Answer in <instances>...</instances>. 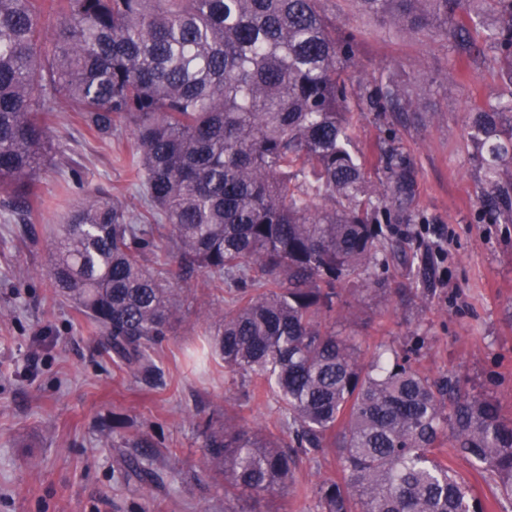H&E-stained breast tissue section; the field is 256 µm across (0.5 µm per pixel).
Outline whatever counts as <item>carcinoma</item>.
I'll list each match as a JSON object with an SVG mask.
<instances>
[{"instance_id": "carcinoma-1", "label": "carcinoma", "mask_w": 512, "mask_h": 512, "mask_svg": "<svg viewBox=\"0 0 512 512\" xmlns=\"http://www.w3.org/2000/svg\"><path fill=\"white\" fill-rule=\"evenodd\" d=\"M379 24L429 34L464 60L484 42L512 87V0H353ZM341 37L321 0H0V206L34 232L36 177L63 100L94 138L127 127L128 165L143 187L139 209L98 186L54 232V293L86 317L104 352L152 387L164 386L150 349L180 312L179 283L149 257L166 247L181 280L200 271L233 307L206 315L224 368L267 386L281 403L284 444L239 414L202 429L203 466L224 480V500L261 501L297 480L301 458L331 448L343 479L317 486L319 512H483L441 455L444 429L458 455L479 464L496 494L512 498V418L498 400L459 380L430 379L409 353L365 359L355 337L326 325L351 276L380 286L391 238L414 175L389 151L368 177L351 146ZM362 108L410 121V93L392 80L364 86ZM469 138L485 186L478 217L512 221V99L475 108ZM398 203L391 214L386 198ZM125 463L145 485L162 475L147 438Z\"/></svg>"}]
</instances>
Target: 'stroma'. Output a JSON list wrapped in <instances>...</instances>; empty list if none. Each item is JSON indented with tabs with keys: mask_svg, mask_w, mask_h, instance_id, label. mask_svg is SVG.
I'll return each instance as SVG.
<instances>
[{
	"mask_svg": "<svg viewBox=\"0 0 512 512\" xmlns=\"http://www.w3.org/2000/svg\"><path fill=\"white\" fill-rule=\"evenodd\" d=\"M322 8L340 33L358 36L348 68L352 86L392 79L409 89L420 111L409 126L390 112L360 110L352 124L357 150L374 158L395 148L414 171L413 221L398 231L428 268L421 282L389 260L379 273L386 290L377 294L346 281L330 323L355 337L367 357L382 346H416L415 368L496 396L511 417L512 223L477 218L483 173L468 122L472 108L512 91L499 81L492 54L462 76L455 52L440 40L374 23L353 0H324ZM48 138L53 161L37 181L44 205L34 235H17L0 210V512H316L319 481L341 475L332 450L302 459L298 485L260 502L225 505L201 467L199 427L207 420L239 411L248 424L279 430L274 397L251 398L249 379L225 372L221 361L195 365L188 358L209 341L206 311L227 306L228 294L203 289L198 278L188 281L180 317L156 348L161 388L120 370L94 346L86 319L54 298L48 269L55 225L87 187H111L129 202L140 188L125 167L129 129L103 144L61 106ZM108 424L114 437L144 436L171 449L180 473L160 459L163 484L124 477L117 449L101 440ZM443 452L486 512H512L511 501L494 498L480 465L451 445Z\"/></svg>",
	"mask_w": 512,
	"mask_h": 512,
	"instance_id": "35a3bbf8",
	"label": "stroma"
}]
</instances>
